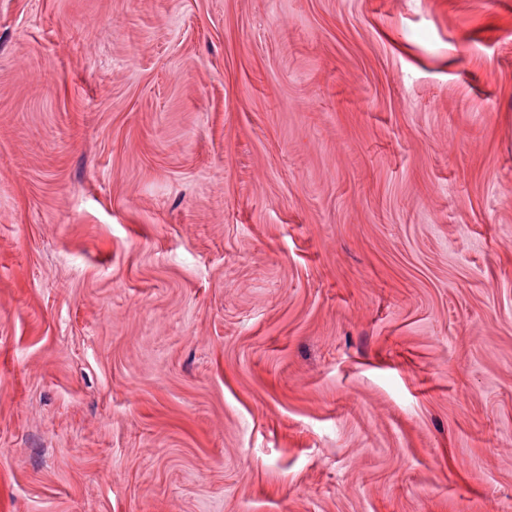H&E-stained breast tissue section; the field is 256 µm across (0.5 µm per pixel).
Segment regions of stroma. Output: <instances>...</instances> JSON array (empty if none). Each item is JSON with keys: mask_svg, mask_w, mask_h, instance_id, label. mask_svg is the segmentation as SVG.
Listing matches in <instances>:
<instances>
[{"mask_svg": "<svg viewBox=\"0 0 512 512\" xmlns=\"http://www.w3.org/2000/svg\"><path fill=\"white\" fill-rule=\"evenodd\" d=\"M0 512H512V0H0Z\"/></svg>", "mask_w": 512, "mask_h": 512, "instance_id": "stroma-1", "label": "stroma"}]
</instances>
